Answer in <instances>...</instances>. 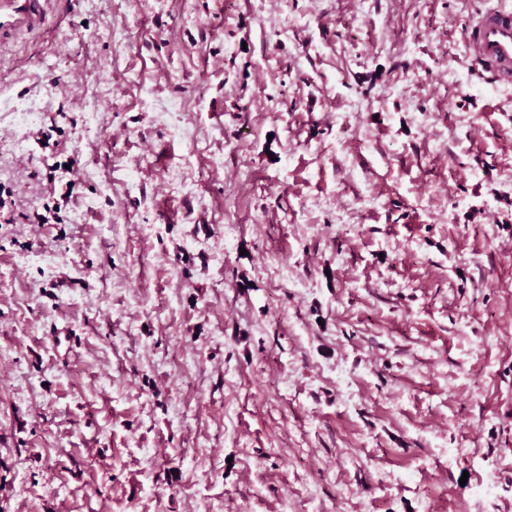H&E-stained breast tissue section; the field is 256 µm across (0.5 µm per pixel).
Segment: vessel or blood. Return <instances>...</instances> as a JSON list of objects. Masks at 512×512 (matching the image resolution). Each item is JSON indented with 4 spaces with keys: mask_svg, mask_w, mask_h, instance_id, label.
Masks as SVG:
<instances>
[{
    "mask_svg": "<svg viewBox=\"0 0 512 512\" xmlns=\"http://www.w3.org/2000/svg\"><path fill=\"white\" fill-rule=\"evenodd\" d=\"M476 62L496 80H512V9L491 5L480 12L470 29Z\"/></svg>",
    "mask_w": 512,
    "mask_h": 512,
    "instance_id": "obj_1",
    "label": "vessel or blood"
}]
</instances>
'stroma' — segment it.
Here are the masks:
<instances>
[{"instance_id":"stroma-1","label":"stroma","mask_w":512,"mask_h":512,"mask_svg":"<svg viewBox=\"0 0 512 512\" xmlns=\"http://www.w3.org/2000/svg\"><path fill=\"white\" fill-rule=\"evenodd\" d=\"M485 6L0 0V512H512Z\"/></svg>"}]
</instances>
